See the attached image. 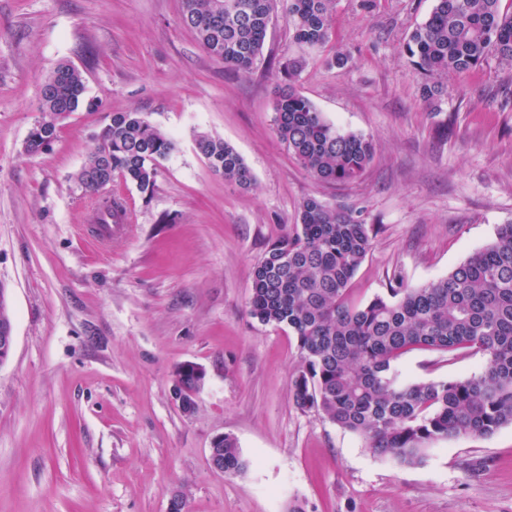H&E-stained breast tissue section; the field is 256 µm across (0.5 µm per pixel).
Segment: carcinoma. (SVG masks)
Wrapping results in <instances>:
<instances>
[{"label":"carcinoma","mask_w":512,"mask_h":512,"mask_svg":"<svg viewBox=\"0 0 512 512\" xmlns=\"http://www.w3.org/2000/svg\"><path fill=\"white\" fill-rule=\"evenodd\" d=\"M336 0H180L182 24L207 53L237 72L263 56L268 28L279 13L302 49L329 42ZM404 52L423 78L431 110L448 75L476 69L491 56L512 67V4L503 0H434L428 18L408 35ZM303 56L288 59L274 101L273 129L288 153L313 178L329 183L360 179L377 153L369 136L344 132L296 87ZM83 72L61 62L40 85L39 116L25 149L52 144L62 121L84 102ZM197 153L224 180L249 188L254 176L243 157L205 132ZM175 150L172 138L140 112H114L96 137L74 180L97 194L120 176L146 194L154 191L161 162ZM119 223L122 206L98 202L97 215ZM374 229L344 210L305 199L296 224L273 242L254 266L248 314L265 325L286 326L297 338L301 365L293 379L298 409L314 411L361 437L370 452L399 465L423 461L430 445L460 435L489 437L512 425V222L447 276L414 287L399 276L365 304L350 299V285L370 252ZM415 348L480 352L484 370L452 380L406 381L399 358ZM176 384L198 390L193 372L180 366ZM224 473L246 468L236 439L213 449Z\"/></svg>","instance_id":"cac0c4a2"}]
</instances>
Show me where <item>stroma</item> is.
I'll return each instance as SVG.
<instances>
[{
	"label": "stroma",
	"mask_w": 512,
	"mask_h": 512,
	"mask_svg": "<svg viewBox=\"0 0 512 512\" xmlns=\"http://www.w3.org/2000/svg\"><path fill=\"white\" fill-rule=\"evenodd\" d=\"M433 0H337L325 51L296 85L378 150L350 184L310 177L272 129L281 64L297 53L284 19L252 73L213 59L180 21V0H0V285L14 348L0 365V512H512V426L434 443L417 466L373 456L357 435L298 409L295 336L247 313L254 265L313 197L377 227L351 283L363 304L393 275L442 278L512 222V70L488 59L449 76L440 111L401 51ZM353 58L328 69L325 52ZM83 70L98 111L79 109L45 152L25 141L43 77ZM113 112L168 133L152 195L115 179L126 219L87 242L93 198L74 182ZM206 132L233 145L255 182L242 189L197 154ZM206 370L183 412L185 362ZM480 353L416 349L405 380L481 372ZM228 434L247 468L214 470Z\"/></svg>",
	"instance_id": "35a3bbf8"
}]
</instances>
